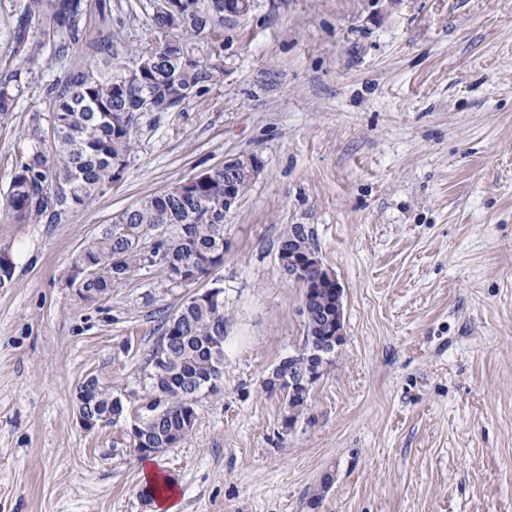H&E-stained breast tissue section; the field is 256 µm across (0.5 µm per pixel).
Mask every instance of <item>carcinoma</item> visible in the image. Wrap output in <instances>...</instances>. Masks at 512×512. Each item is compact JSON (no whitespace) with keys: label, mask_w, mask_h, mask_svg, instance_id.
Listing matches in <instances>:
<instances>
[{"label":"carcinoma","mask_w":512,"mask_h":512,"mask_svg":"<svg viewBox=\"0 0 512 512\" xmlns=\"http://www.w3.org/2000/svg\"><path fill=\"white\" fill-rule=\"evenodd\" d=\"M102 26L93 37L89 0H20L8 23L9 53L0 58V117L14 112L19 99L55 65L62 73L41 85L48 103L50 145L42 138L41 114L31 117L28 148L13 165L3 193L5 211L19 224H61L112 185V172L135 149L145 114L176 112L204 94L224 72V44H205L224 26V0H126L123 14L112 17V0H98ZM149 21V40L139 45L122 41L128 21ZM250 156L242 155L235 190L245 196ZM224 168L202 171L189 191L175 185L147 195L121 212L112 223L89 238L73 261L99 270L83 284L81 300L95 304L112 289L130 283L141 272H158L175 285L183 266L192 264L200 277L224 262ZM298 246L315 250L303 224H293L280 240L288 250V235ZM308 303L303 318L304 347L294 359L295 375L330 363V356L313 359L317 345L336 338L330 314L333 296L326 285L301 287ZM224 298L200 301L188 297L165 315L160 336L171 337L164 371L149 370L146 379L152 412L136 426L147 448H169L183 433L185 414H197L188 393L202 396L211 376L224 364ZM288 365H278L265 389L282 398L281 427L294 426L308 409L310 391L286 380ZM96 395L95 412L115 414L112 388L98 377H87Z\"/></svg>","instance_id":"1"}]
</instances>
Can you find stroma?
<instances>
[{
	"instance_id": "35a3bbf8",
	"label": "stroma",
	"mask_w": 512,
	"mask_h": 512,
	"mask_svg": "<svg viewBox=\"0 0 512 512\" xmlns=\"http://www.w3.org/2000/svg\"><path fill=\"white\" fill-rule=\"evenodd\" d=\"M215 36L223 76L144 119L120 184L63 224L0 209V512H152L127 422L84 430L75 393L93 374L136 408L156 313L190 291L151 273L90 306L72 259L243 153L264 172L201 282L224 289L223 387L154 457L176 512H512V0H256ZM47 109L36 87L0 119V192ZM293 224L343 289L345 342L286 432L263 383L306 336L277 259Z\"/></svg>"
}]
</instances>
